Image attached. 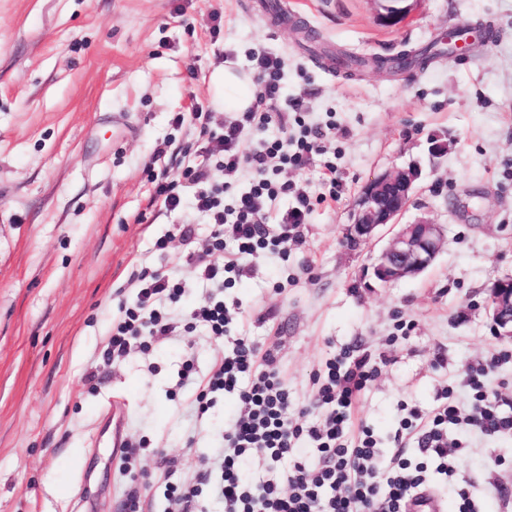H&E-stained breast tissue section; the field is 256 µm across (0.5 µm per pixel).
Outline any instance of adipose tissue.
I'll return each instance as SVG.
<instances>
[{"label":"adipose tissue","mask_w":512,"mask_h":512,"mask_svg":"<svg viewBox=\"0 0 512 512\" xmlns=\"http://www.w3.org/2000/svg\"><path fill=\"white\" fill-rule=\"evenodd\" d=\"M211 105L224 114L246 112L255 103V82L252 70L227 61L214 69L210 76Z\"/></svg>","instance_id":"ef3b65f1"}]
</instances>
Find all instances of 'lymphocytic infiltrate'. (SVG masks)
Masks as SVG:
<instances>
[{
	"label": "lymphocytic infiltrate",
	"mask_w": 512,
	"mask_h": 512,
	"mask_svg": "<svg viewBox=\"0 0 512 512\" xmlns=\"http://www.w3.org/2000/svg\"><path fill=\"white\" fill-rule=\"evenodd\" d=\"M257 69L254 107L225 118L220 130L210 133L207 146L189 153L182 169L183 179L195 189L197 210L207 214L212 226L208 246L195 249L191 225L180 224V236L189 247L184 260L212 288H225L232 278L243 276L246 260L261 250L287 252L311 210L308 195L296 183L272 182L267 173L282 165L302 168L321 152L320 137L294 135V126L304 123L302 114H275L279 60L258 57ZM274 121L285 130V138L247 150V135ZM245 170L252 175L249 189L235 192L233 205H225V194ZM287 196L294 197L295 205L279 213L277 201ZM129 283L136 294L119 305L112 319L106 353L110 359L177 329L173 307L183 290L167 271L145 268L132 274ZM192 316L222 345L206 377L192 380L187 369L181 374L182 381H195L198 387V412L206 413L219 394L235 396L241 408L240 417L224 430L217 455L221 477L211 488L224 512H409V505L420 503L435 480L454 473L452 463L463 445L449 438V427L474 426L490 434L512 431V415L491 399L485 386L489 369L482 365L471 369L465 380L473 393L469 413L448 399L427 412L410 409L395 433L394 448L380 450L373 429L353 423L356 402L375 380L378 366L372 355L347 350L327 361L317 376L310 407L317 410L319 422L303 426L290 413L293 402L272 350L235 331L223 301H209ZM305 436L319 453L313 467L302 460L297 446ZM413 450L419 463L408 458ZM254 454L288 465L287 490L268 480L248 483L244 469Z\"/></svg>",
	"instance_id": "lymphocytic-infiltrate-1"
}]
</instances>
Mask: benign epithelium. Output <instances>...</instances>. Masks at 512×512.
<instances>
[{
    "label": "benign epithelium",
    "mask_w": 512,
    "mask_h": 512,
    "mask_svg": "<svg viewBox=\"0 0 512 512\" xmlns=\"http://www.w3.org/2000/svg\"><path fill=\"white\" fill-rule=\"evenodd\" d=\"M381 9L384 23L395 26L412 13L419 0H373ZM419 170L414 166L387 170L363 186L355 202L346 239L353 244L367 242L381 226L395 228L379 252L374 276L383 284L417 277L436 259L444 245L441 225L426 218L400 223L415 191ZM488 313L497 335L512 340V278L494 283L490 289Z\"/></svg>",
    "instance_id": "benign-epithelium-1"
}]
</instances>
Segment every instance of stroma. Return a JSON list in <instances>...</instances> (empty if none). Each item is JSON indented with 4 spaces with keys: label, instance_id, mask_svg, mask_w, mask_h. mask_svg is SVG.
I'll return each mask as SVG.
<instances>
[{
    "label": "stroma",
    "instance_id": "35a3bbf8",
    "mask_svg": "<svg viewBox=\"0 0 512 512\" xmlns=\"http://www.w3.org/2000/svg\"><path fill=\"white\" fill-rule=\"evenodd\" d=\"M460 29L472 36L463 62L447 54L398 73L334 62L416 53ZM262 54L281 61L282 111L298 102L311 126H336L324 156L280 180L326 193L328 159L338 186L287 255L250 257L247 276L224 289L241 330L273 350L300 405L328 358L371 353L379 374L354 423L384 448L402 405L430 410L450 385L468 408L462 381L487 362L488 391L512 413V341L487 310L491 285L512 276V0H419L393 27L373 0H0V512H76L81 501L124 512L131 492L142 512H164L167 472L196 486L212 470L239 408L227 394L197 417L195 386L177 384L188 363L205 377L219 346L190 323L210 293L179 261L173 234L191 221L202 247L210 226L190 202L167 212L146 164L164 152L178 177L180 148L205 138L194 121L175 125L176 113L209 107L214 67L252 69ZM434 139L447 145L437 158ZM408 166L420 177L404 218L442 225L445 242L424 273L384 285L373 264L391 227L357 247L344 232L365 183ZM142 267L182 284V327L104 362L112 317ZM116 400L138 446L130 479L107 431ZM466 441L453 478L436 487L444 512L462 487L480 512H512V434L475 430Z\"/></svg>",
    "mask_w": 512,
    "mask_h": 512
}]
</instances>
